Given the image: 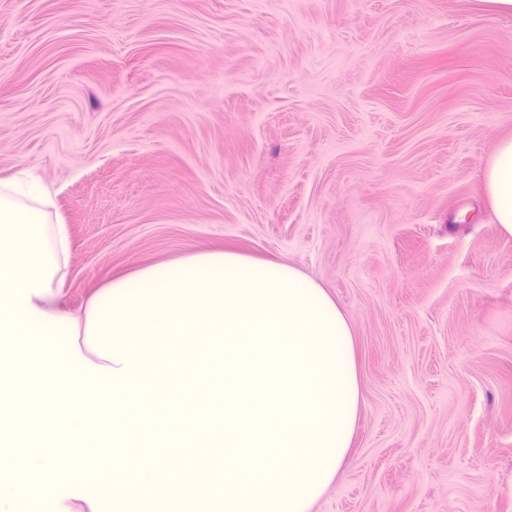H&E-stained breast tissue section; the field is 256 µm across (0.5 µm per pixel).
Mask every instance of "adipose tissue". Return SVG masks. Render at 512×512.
Wrapping results in <instances>:
<instances>
[{
  "label": "adipose tissue",
  "instance_id": "adipose-tissue-1",
  "mask_svg": "<svg viewBox=\"0 0 512 512\" xmlns=\"http://www.w3.org/2000/svg\"><path fill=\"white\" fill-rule=\"evenodd\" d=\"M481 174L495 222L503 234L512 236V138L497 142L482 162Z\"/></svg>",
  "mask_w": 512,
  "mask_h": 512
}]
</instances>
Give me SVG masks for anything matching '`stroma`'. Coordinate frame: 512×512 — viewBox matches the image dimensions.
Listing matches in <instances>:
<instances>
[{"label": "stroma", "instance_id": "stroma-1", "mask_svg": "<svg viewBox=\"0 0 512 512\" xmlns=\"http://www.w3.org/2000/svg\"><path fill=\"white\" fill-rule=\"evenodd\" d=\"M511 137L512 14L479 0H0V179L55 197L71 311L224 250L345 314L357 424L312 512H512V236L480 176ZM28 364L19 430L67 390ZM70 429L110 512L108 428Z\"/></svg>", "mask_w": 512, "mask_h": 512}]
</instances>
